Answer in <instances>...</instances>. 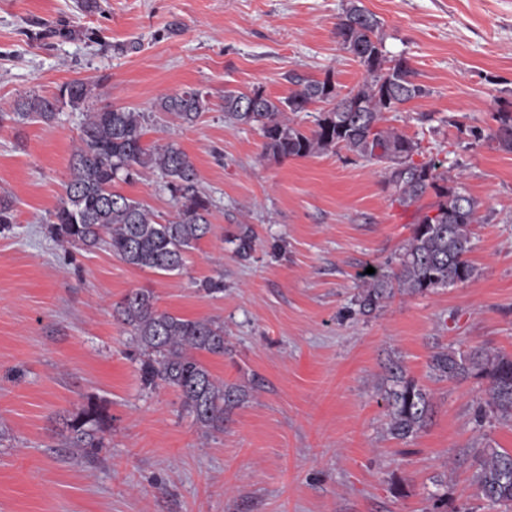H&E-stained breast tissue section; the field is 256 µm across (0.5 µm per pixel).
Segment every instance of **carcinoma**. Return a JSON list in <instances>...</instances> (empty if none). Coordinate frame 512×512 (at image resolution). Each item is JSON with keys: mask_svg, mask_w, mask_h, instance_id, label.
Returning <instances> with one entry per match:
<instances>
[{"mask_svg": "<svg viewBox=\"0 0 512 512\" xmlns=\"http://www.w3.org/2000/svg\"><path fill=\"white\" fill-rule=\"evenodd\" d=\"M380 19L348 0L336 23V39L365 68L367 78L345 95L337 91L331 75L322 80L296 77L297 86L286 98L274 99L261 89L224 92V120L256 126L264 138L263 153L277 159L308 157L345 150L379 167L381 182L391 186L398 201L409 206L428 192L438 198L435 214L421 215L390 275H369L370 285L356 299L359 313L368 315L397 293L434 294L469 282L476 269L467 258L471 226L478 223L480 203L449 184L432 161L418 163L419 144L382 126L384 113L414 98L427 95L414 81L415 72L404 57L389 58L383 50ZM92 39L93 33L66 25L46 28L35 38ZM91 83L78 79L66 83L57 97L37 94L17 100L13 111L0 113L16 123H49L63 108L82 113L79 144L69 162L70 178L64 194L43 223L60 246L103 247L126 263L156 273L181 271L185 253L211 231L207 219L211 198L198 187V174L189 156L175 143L146 147L142 144L145 113L132 108L89 110ZM315 103L328 108L310 111ZM208 109L202 91L187 89L162 98L156 111L166 112L181 123L192 125ZM305 113L313 126L305 131L294 116ZM497 128L485 132L468 129L474 142L490 140L512 152V111L495 117ZM151 171L176 204L170 220L116 189ZM116 312L131 328L139 348V373L143 386L167 385L181 397L183 409L206 429L224 428V412L239 402L232 385L216 382L196 353L224 355V329L210 321L190 320L160 312L152 293L132 290L117 304ZM430 372L439 379L486 383L487 399L478 419L512 422V356L474 347L466 353L437 351L430 356ZM382 399L389 417L388 431L399 440L422 432L433 416V403L404 368H389V385ZM110 420L106 407L88 400L77 410L59 416L72 448L95 455L103 447V432ZM474 481L488 506L496 512H512V453L484 448L476 456Z\"/></svg>", "mask_w": 512, "mask_h": 512, "instance_id": "obj_1", "label": "carcinoma"}]
</instances>
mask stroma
I'll return each mask as SVG.
<instances>
[{
    "instance_id": "obj_1",
    "label": "stroma",
    "mask_w": 512,
    "mask_h": 512,
    "mask_svg": "<svg viewBox=\"0 0 512 512\" xmlns=\"http://www.w3.org/2000/svg\"><path fill=\"white\" fill-rule=\"evenodd\" d=\"M0 0V107L94 82L91 108L146 113L145 145L175 142L213 201L212 231L183 272L135 268L104 249L61 247L42 219L57 205L81 113L52 123L0 120V512H490L473 480L474 451L512 452V424L477 422L484 382L439 381L441 349L512 355V153L472 143L512 110V0H360L382 22L385 50L406 57L427 96L386 113L478 199L464 284L395 296L370 315L355 299L365 271L388 274L413 224L435 204L401 205L376 166L346 151L264 155L258 129L224 120V92L294 89L292 76H332L340 93L366 78L338 44L347 0ZM98 30L36 42L27 30ZM206 93L190 126L156 110L182 90ZM172 217L157 176L118 183ZM253 235L240 257L234 241ZM215 278L222 291L206 293ZM159 309L224 327V353L202 355L213 377L242 389L224 428L206 432L173 388L147 389L139 351L114 308L131 290ZM430 393L416 437L387 432L381 398L391 364ZM112 418L95 457L69 447L55 422L87 399Z\"/></svg>"
}]
</instances>
